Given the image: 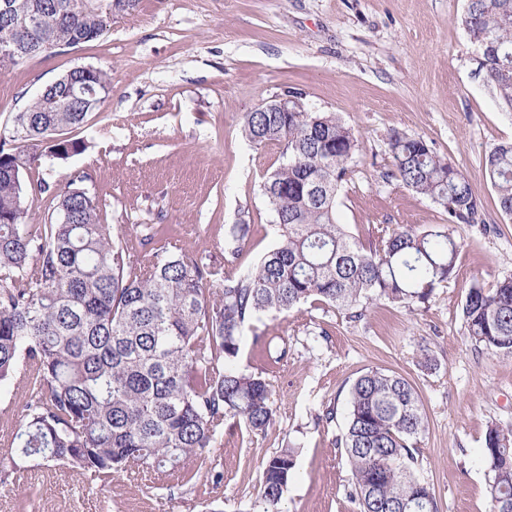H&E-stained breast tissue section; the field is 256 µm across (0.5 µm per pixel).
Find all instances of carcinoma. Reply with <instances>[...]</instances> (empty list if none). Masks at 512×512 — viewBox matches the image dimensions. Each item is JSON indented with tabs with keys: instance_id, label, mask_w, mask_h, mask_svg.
<instances>
[{
	"instance_id": "cac0c4a2",
	"label": "carcinoma",
	"mask_w": 512,
	"mask_h": 512,
	"mask_svg": "<svg viewBox=\"0 0 512 512\" xmlns=\"http://www.w3.org/2000/svg\"><path fill=\"white\" fill-rule=\"evenodd\" d=\"M10 2L16 18L35 4L43 10L29 44L61 34L76 48L105 34L138 0ZM461 23L487 82L512 111V0H465ZM88 119L79 105L56 112L38 95L15 116L9 137L0 135V391L22 400L11 433L16 451L0 457L6 476L37 459L44 471L76 474L95 488L144 468L196 482L226 419L254 434L274 421L272 385L237 366L255 317L318 302L359 319L373 297L424 303L455 273L460 242L450 225L490 230L469 179L423 138L395 132L388 177L439 204L449 223L380 224L365 248L336 222V198L359 148L352 129L332 112H250L244 137L283 147V162L263 183L277 245L238 275L250 225L234 224L224 236L227 271L219 273L200 254L159 245L167 226L149 224L143 254L133 259L122 229L104 222L99 199L33 176L47 137L57 139L46 146L57 160L86 150L67 131ZM484 173L512 219V143L488 153ZM44 194L56 201L47 221L25 223ZM462 315L476 351L512 357V276L492 289L469 288ZM426 431L408 379L382 369L356 379L336 436L356 512H439L433 488L415 473ZM482 454L491 473L489 512H512V425H490ZM295 466L288 448L267 460L264 512H280Z\"/></svg>"
}]
</instances>
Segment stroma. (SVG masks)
<instances>
[{
  "label": "stroma",
  "mask_w": 512,
  "mask_h": 512,
  "mask_svg": "<svg viewBox=\"0 0 512 512\" xmlns=\"http://www.w3.org/2000/svg\"><path fill=\"white\" fill-rule=\"evenodd\" d=\"M464 0H140L109 32L74 49L0 72V133L38 91L77 66L108 72L112 89L72 136L85 152L39 169L51 186L73 182L106 205L130 253L144 224H168L181 248L224 263V228L252 227L238 270L277 243L262 184L282 161L246 141L247 113L285 92L314 112H333L360 148L336 200V218L360 242L381 224L423 228L444 209L389 179L392 132L421 137L469 179L482 224H457L456 273L423 305L370 300L361 319L325 305L263 314L248 324L237 364L263 372L276 417L252 434L224 423L209 452L220 486H189L146 469L88 489L76 475L33 467L0 476V512H263L267 460L295 444L283 512H354L351 472L335 437L354 381L372 368L415 384L428 429L418 474L440 512H488L482 458L489 425H512V358L475 353L461 304L473 283L512 276V220L486 180V154L512 140V111L488 85L460 24ZM434 364H420L422 350ZM337 419L326 422L328 409Z\"/></svg>",
  "instance_id": "1"
}]
</instances>
